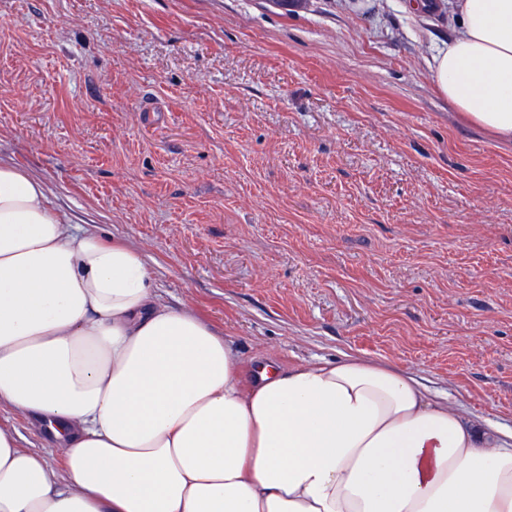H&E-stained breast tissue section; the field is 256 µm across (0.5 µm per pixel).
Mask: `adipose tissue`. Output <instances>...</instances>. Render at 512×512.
I'll use <instances>...</instances> for the list:
<instances>
[{
    "label": "adipose tissue",
    "instance_id": "ef3b65f1",
    "mask_svg": "<svg viewBox=\"0 0 512 512\" xmlns=\"http://www.w3.org/2000/svg\"><path fill=\"white\" fill-rule=\"evenodd\" d=\"M441 94L512 138V0H454ZM47 426L62 466L0 427V512H512V428L431 400L396 367L262 363L162 297L0 161V408Z\"/></svg>",
    "mask_w": 512,
    "mask_h": 512
}]
</instances>
